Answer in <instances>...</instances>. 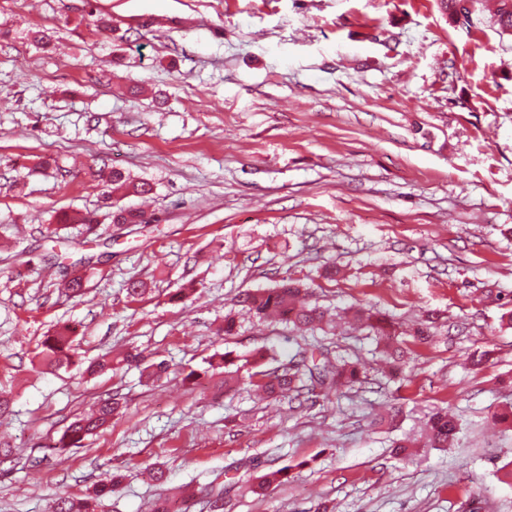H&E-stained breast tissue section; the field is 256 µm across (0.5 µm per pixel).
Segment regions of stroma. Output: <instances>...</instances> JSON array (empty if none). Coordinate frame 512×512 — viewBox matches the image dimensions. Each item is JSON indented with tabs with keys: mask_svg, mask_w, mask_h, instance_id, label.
<instances>
[{
	"mask_svg": "<svg viewBox=\"0 0 512 512\" xmlns=\"http://www.w3.org/2000/svg\"><path fill=\"white\" fill-rule=\"evenodd\" d=\"M477 9L467 29L437 0H0V512H53L115 473L104 512H153L162 495L208 512L203 488L227 481L224 512H512V424L496 419L512 410V36L494 0ZM103 167L153 185L145 223L46 237L57 212L101 208ZM77 274L89 289L73 298L60 283ZM284 278L335 331L239 305ZM357 304L404 331L440 319L394 376L374 332L347 322ZM228 314L236 331L219 335ZM64 322L73 362L42 370ZM321 346L364 365L362 388L304 406L255 394L257 352L269 370ZM224 352L242 365L232 391L209 372ZM100 359L111 370L87 374ZM115 394L109 428L60 447ZM441 409L461 421L457 447L428 444ZM405 437L416 452L394 457ZM158 464L162 484L146 476ZM285 465L290 481L249 492Z\"/></svg>",
	"mask_w": 512,
	"mask_h": 512,
	"instance_id": "stroma-1",
	"label": "stroma"
}]
</instances>
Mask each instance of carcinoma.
<instances>
[{"instance_id": "cac0c4a2", "label": "carcinoma", "mask_w": 512, "mask_h": 512, "mask_svg": "<svg viewBox=\"0 0 512 512\" xmlns=\"http://www.w3.org/2000/svg\"><path fill=\"white\" fill-rule=\"evenodd\" d=\"M439 8L454 26L471 27L480 22L475 10L477 0H438ZM493 23L503 34L512 35V0H498ZM153 186L146 181L135 182L123 171L114 169L109 176L107 190L102 193L103 203L108 208L107 218L113 224H140L144 213L131 207H114L112 197L121 192L125 195H148ZM59 224H84L86 233L94 234L100 220L96 217L70 215L63 212L58 216ZM238 302L260 320L270 322H288L298 329H314L322 325L325 312L316 305L304 301V289L300 285L284 280L277 287L239 295ZM353 318L368 327L385 330L381 320L369 309L352 310ZM439 318L430 314L420 324L413 339L426 344L431 340V328ZM73 328L68 324L60 325L55 332L42 343L41 366L46 369L59 368L72 361ZM257 387L268 397L286 398L288 401H302L341 393L361 384L364 379V367L357 362L342 361L333 363L326 359L320 363H308L304 353L299 352L288 363L269 371H259ZM121 413L118 399L102 401L97 410L89 415L76 418L63 432L60 444L64 447L79 444L85 436L93 434L112 423V418ZM429 441L434 448H452L459 433L456 416L448 410L436 412L428 422ZM291 479V467L268 471L258 477L251 492L265 494L273 485H281ZM118 482L113 476L109 482L99 485L94 491L82 498L60 497L55 503L54 512H100L101 500L112 492V486Z\"/></svg>"}]
</instances>
